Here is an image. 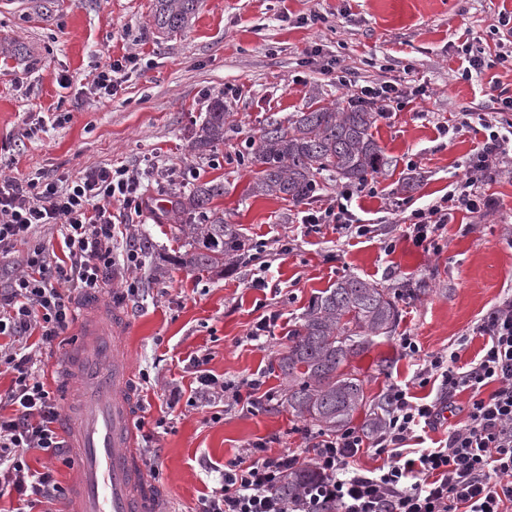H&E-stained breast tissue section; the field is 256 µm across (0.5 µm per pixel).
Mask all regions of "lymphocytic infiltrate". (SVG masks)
Returning <instances> with one entry per match:
<instances>
[{
	"mask_svg": "<svg viewBox=\"0 0 512 512\" xmlns=\"http://www.w3.org/2000/svg\"><path fill=\"white\" fill-rule=\"evenodd\" d=\"M490 37L497 48L492 55L468 41L458 46L465 62L459 70L462 80L512 58L504 50L512 39V12L501 13ZM325 71L351 88L350 100L358 105L386 110L427 96L421 85L407 90L389 81L357 86L348 75L337 74L332 63ZM484 126L489 134L474 149L463 179L436 204L413 211L406 232L416 244L433 239L456 211L488 207L478 189L504 155L507 138L493 131L492 121ZM139 188L138 173L101 165L63 185L40 173L0 182V255L10 254L17 243L29 245L22 273L0 290V335L11 339L0 345V365L14 374L0 397L11 409L10 415L0 414V497H16L14 512H32L64 494L51 467L34 470L26 460L32 449L62 456L66 444L55 428L58 400L44 382V369L24 352L23 340L36 331L44 347L65 344L77 320L79 298L103 291L113 267L138 265L142 250L124 235L120 220L139 205ZM368 188L364 182L341 189L335 206L309 212L303 223L330 224L345 235L367 234L366 225L352 223L349 203L355 190ZM45 224L61 226L63 255L36 239L37 228ZM476 331L486 344L469 369L457 367L453 351L432 356L417 373L419 386L437 383L439 394L432 401H413L406 388L395 384L385 393L387 418L379 433L369 438L350 429L309 442L307 451L320 477L300 497L284 499L271 492L283 470L294 466L295 455L271 456L256 443L225 469L221 488L203 501L202 512H512V297L490 309ZM207 363L204 356L192 361L202 398L228 393L258 405L261 378L230 388L207 373ZM492 382L496 390L484 394V386ZM461 390L471 393L465 424L437 447L404 454V444L417 431L433 427ZM370 450L383 457V465L356 468L357 456Z\"/></svg>",
	"mask_w": 512,
	"mask_h": 512,
	"instance_id": "f902f5d3",
	"label": "lymphocytic infiltrate"
}]
</instances>
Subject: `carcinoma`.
Segmentation results:
<instances>
[{"label":"carcinoma","instance_id":"1","mask_svg":"<svg viewBox=\"0 0 512 512\" xmlns=\"http://www.w3.org/2000/svg\"><path fill=\"white\" fill-rule=\"evenodd\" d=\"M200 0H155L152 24L162 34L184 30L195 17ZM232 113L217 99L195 133L191 148L204 155L224 146V128ZM379 113L367 106H322L272 118L260 129L247 163L260 168L249 190L255 196H275L295 204L319 190L317 176L326 172L338 180L361 184L386 164L372 129ZM224 195L223 182L195 184L171 202L173 218L201 217L200 224L181 225L191 248L179 256L188 270L224 273L231 269L245 242L213 200ZM395 297L357 276L339 280L316 296L288 339L278 367L287 383L284 404L296 417L331 434L351 428L353 413L366 402L364 380L347 370L365 353L375 336H388L398 319ZM317 480L309 465L288 470L276 493L288 499L302 494Z\"/></svg>","mask_w":512,"mask_h":512}]
</instances>
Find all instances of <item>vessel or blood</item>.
I'll use <instances>...</instances> for the list:
<instances>
[{
  "label": "vessel or blood",
  "instance_id": "b4317fda",
  "mask_svg": "<svg viewBox=\"0 0 512 512\" xmlns=\"http://www.w3.org/2000/svg\"><path fill=\"white\" fill-rule=\"evenodd\" d=\"M81 335L56 360L66 384L59 431L75 470L70 512H162L163 491L135 448L132 328L120 292L84 303Z\"/></svg>",
  "mask_w": 512,
  "mask_h": 512
}]
</instances>
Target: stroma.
I'll return each mask as SVG.
<instances>
[{"mask_svg":"<svg viewBox=\"0 0 512 512\" xmlns=\"http://www.w3.org/2000/svg\"><path fill=\"white\" fill-rule=\"evenodd\" d=\"M153 7L154 0H0V180L38 171L73 177L104 164L143 172L142 213L130 233L149 237L152 249L108 286L135 279L141 287L128 307L141 402L136 443L157 453L166 512H200L220 488L225 465L250 443L309 461L305 436L318 429L278 405V362L312 299L338 280L354 275L398 297L392 334L375 337L351 364L366 395L353 429L389 385L436 395V386L413 383L428 356L457 352L463 368L477 357L484 344L477 324L512 295V172L489 175L481 190L490 206L457 213L434 243L415 245L405 228L414 210L447 194L483 139L480 119L495 105L485 81L459 79L456 49L465 34L488 42L490 25L499 11L512 12V0H201L191 24L169 36L154 29ZM313 13L322 23L301 24ZM316 44L321 55L309 57ZM129 53L149 68L128 74L112 98L93 94L99 67ZM332 59L359 84L392 81L430 93L378 119L373 134L387 165L375 192L355 196L350 206L354 223L373 228L362 237L311 229L301 221L302 205L249 195L258 170L233 160L268 118L346 103V88L322 73ZM228 86L242 90L225 100L234 125L217 152L197 155L195 130ZM463 111L473 115L470 127L440 136L439 123ZM52 113L61 122H42ZM215 179L224 183L216 206L256 258L222 275L177 266L188 239L167 212L169 196ZM286 237L294 250L277 255ZM387 241L392 251H385ZM258 277L265 287H252ZM272 312L279 316L273 335L248 341L250 328ZM404 336L416 342L415 356L403 353ZM202 355L210 373L227 382L262 373L269 400L251 410L200 400L188 360ZM176 388L182 395L171 408ZM161 418L162 429L155 425Z\"/></svg>","mask_w":512,"mask_h":512,"instance_id":"stroma-1","label":"stroma"}]
</instances>
